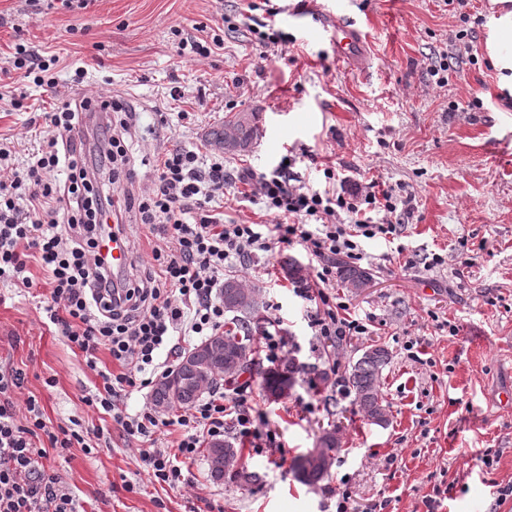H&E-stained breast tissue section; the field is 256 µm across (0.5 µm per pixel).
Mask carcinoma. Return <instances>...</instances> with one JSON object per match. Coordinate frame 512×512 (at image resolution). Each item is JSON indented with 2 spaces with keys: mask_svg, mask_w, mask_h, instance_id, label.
Listing matches in <instances>:
<instances>
[{
  "mask_svg": "<svg viewBox=\"0 0 512 512\" xmlns=\"http://www.w3.org/2000/svg\"><path fill=\"white\" fill-rule=\"evenodd\" d=\"M257 112H230L224 116V127L215 137L224 145V151L231 154L247 152L258 139L260 129ZM233 129L235 139L226 141L228 129ZM342 282L350 288H356L368 275V272L350 262L336 261ZM224 312L233 314L235 329L224 331V344L216 345L208 355L197 362L187 363L179 360L173 372L161 380L152 392L153 404H165L169 407H189L203 394L201 384L211 377L212 368L218 363H238L237 371L248 369V360L239 359V352L245 350L243 339L252 333L263 331V316L254 298V290L245 288L238 281L229 278L224 281ZM243 337H238V333ZM391 361L390 351L381 345H375L365 351L351 365L347 383L355 394L356 404L363 416L374 424H381V416L386 414V405L381 393L383 370ZM297 366L288 362L283 368H269L261 372L263 386L268 397H273L282 384V374L296 373ZM237 454V449L229 441L209 442L206 448V461L210 477L221 481L227 473L228 455ZM294 474L305 485H315L328 474L323 463L312 457L311 453L302 455L294 462Z\"/></svg>",
  "mask_w": 512,
  "mask_h": 512,
  "instance_id": "obj_1",
  "label": "carcinoma"
}]
</instances>
